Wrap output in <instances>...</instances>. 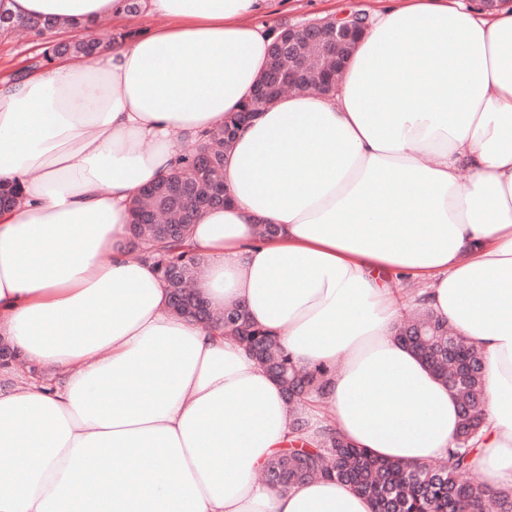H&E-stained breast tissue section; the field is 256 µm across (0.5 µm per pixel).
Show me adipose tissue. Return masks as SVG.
Listing matches in <instances>:
<instances>
[{"label":"adipose tissue","mask_w":512,"mask_h":512,"mask_svg":"<svg viewBox=\"0 0 512 512\" xmlns=\"http://www.w3.org/2000/svg\"><path fill=\"white\" fill-rule=\"evenodd\" d=\"M265 0H144L169 27L0 81V512H374L349 484L285 489L281 385L211 325L173 314L126 252L130 209L180 147L223 126L267 66ZM91 39L122 0H0ZM468 179H460V169ZM229 203L189 242L194 290L243 305L290 360L326 369L306 409L381 459L446 457L459 403L395 331L417 296L484 357L473 469L512 486V11L389 0L335 93L281 96L224 153ZM263 224L275 237L258 234ZM424 281L399 293L389 276Z\"/></svg>","instance_id":"adipose-tissue-1"}]
</instances>
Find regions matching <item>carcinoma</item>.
I'll list each match as a JSON object with an SVG mask.
<instances>
[{
	"mask_svg": "<svg viewBox=\"0 0 512 512\" xmlns=\"http://www.w3.org/2000/svg\"><path fill=\"white\" fill-rule=\"evenodd\" d=\"M56 23L40 17L14 18L0 13V31L25 29L44 35ZM96 44L74 37L62 45L67 55H89ZM262 112L266 106L245 101L241 112L223 127L203 135L178 156L173 172L165 179L144 188L133 208L129 251L153 263L167 284L170 296L182 298L170 303L171 311L186 314L197 298L188 290L202 265V259L185 246L189 227L194 222L199 202L215 194L228 195L224 186V151L235 139L244 120L242 112ZM22 196L18 184H0V205L8 206ZM182 269L179 278L169 276V266ZM417 319L402 324L397 338L411 348L444 383L448 376H459L456 392L461 426L458 442L448 449L446 458L429 464L407 465L382 460L365 448H356L337 432L324 428L313 445L305 442L309 421L296 412L292 428L299 445L288 448L267 464L264 481L275 488L313 478H336L368 497L374 512H512V488L495 487L470 477V458L482 424L486 399L481 353L463 337L448 329V322L428 308L415 309ZM210 323L224 327L246 351L259 352L261 364L278 381L289 407L311 397L326 394V370L298 368L285 354L276 336L252 325L240 305L212 315Z\"/></svg>",
	"mask_w": 512,
	"mask_h": 512,
	"instance_id": "cac0c4a2",
	"label": "carcinoma"
}]
</instances>
